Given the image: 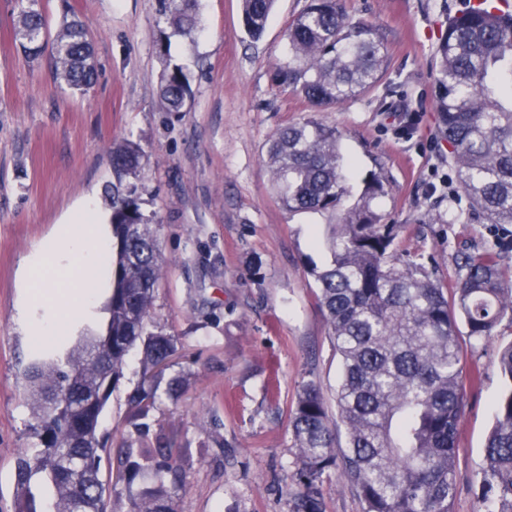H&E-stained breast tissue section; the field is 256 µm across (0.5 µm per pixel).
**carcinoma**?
Returning <instances> with one entry per match:
<instances>
[{
    "mask_svg": "<svg viewBox=\"0 0 512 512\" xmlns=\"http://www.w3.org/2000/svg\"><path fill=\"white\" fill-rule=\"evenodd\" d=\"M39 0H17L15 42L28 58L51 46L57 76L81 93L93 84L95 64L85 29L63 18L48 40ZM166 23L189 35L197 26L194 0H162ZM274 0H241L246 31L259 37ZM288 62L277 86L317 107L335 105L372 89L383 73L382 44L370 24L346 22L340 0H311L288 26ZM437 108L466 208L448 207L451 220L477 214L488 224L512 225V12L480 0L448 19L437 48ZM160 102L184 109L189 96L182 67H167ZM340 133L309 120L278 130L267 162L283 206L290 211L336 213L330 261L310 269L319 284L342 376L336 407L346 443L335 448L326 402L313 384L302 386L291 413L297 448L289 512H325L320 486L333 469L359 499L362 512H453L455 439L463 407V316L467 335L480 343L512 315V279L505 277L502 242L464 257L463 276L447 292L413 259L396 254L398 225L381 223L373 201L386 193L376 175L351 198ZM145 165L141 146L127 141L112 151V235L117 241L112 293L104 328L89 330L77 350L33 364L27 374L38 447L15 464V512H43L35 484L54 491L50 512H104L99 475L100 418L130 350L143 347L144 370L162 365L170 337L147 331L160 260L149 219L135 185ZM511 388L496 405L476 493L478 512H512V343L499 355ZM154 391L133 397L145 417ZM171 448L125 451L131 481L152 470L172 472ZM174 493L160 481L131 512H175Z\"/></svg>",
    "mask_w": 512,
    "mask_h": 512,
    "instance_id": "obj_1",
    "label": "carcinoma"
}]
</instances>
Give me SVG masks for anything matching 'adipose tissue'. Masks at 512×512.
Here are the masks:
<instances>
[{
  "instance_id": "obj_1",
  "label": "adipose tissue",
  "mask_w": 512,
  "mask_h": 512,
  "mask_svg": "<svg viewBox=\"0 0 512 512\" xmlns=\"http://www.w3.org/2000/svg\"><path fill=\"white\" fill-rule=\"evenodd\" d=\"M105 239L89 207H82L29 261L27 285L31 300L43 306L44 317L29 327L36 339L57 336L71 318H94L98 308L95 271Z\"/></svg>"
}]
</instances>
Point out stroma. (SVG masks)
Returning <instances> with one entry per match:
<instances>
[{"label": "stroma", "mask_w": 512, "mask_h": 512, "mask_svg": "<svg viewBox=\"0 0 512 512\" xmlns=\"http://www.w3.org/2000/svg\"><path fill=\"white\" fill-rule=\"evenodd\" d=\"M470 2L344 0L348 22L376 28L383 76L357 98L316 109L274 82L288 60L286 30L309 0H276L256 40L245 31L241 0H197L189 37L170 28L159 0H41L49 35L69 12L93 44L96 77L84 94L64 85L50 56L31 62L21 54L15 2L0 0V512H15V462L37 444L24 374L47 357L19 324L23 268L78 205L111 217L104 189L112 150L128 140L147 159L141 210L162 263L148 329L170 336L173 352L152 382L147 417L133 420L129 401L142 382L137 347L104 408L107 512H130L156 484L149 471L112 481L121 449L168 438L183 478L176 512H288L297 489L291 408L308 383L335 406L342 373L309 272L330 258L336 215L282 206L268 142L310 119L336 128L353 193L373 174L386 185L374 206L383 223L401 227L397 253L453 286L462 256L503 234L479 219L443 220L459 184L436 109V50L449 17ZM171 63L183 66L190 86L180 112L159 104ZM459 341L464 371L479 370L480 380L464 385L453 510L476 512L512 319L483 344Z\"/></svg>", "instance_id": "stroma-1"}]
</instances>
